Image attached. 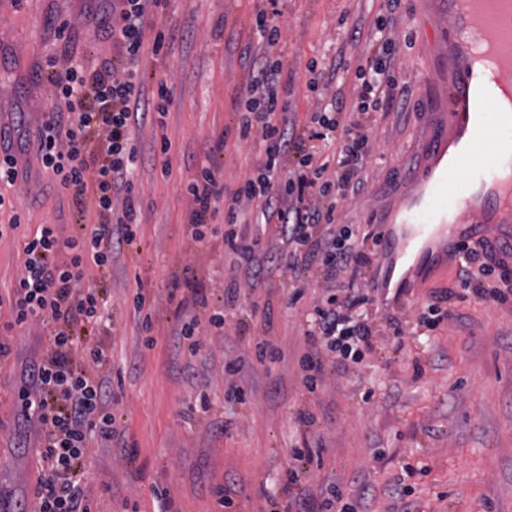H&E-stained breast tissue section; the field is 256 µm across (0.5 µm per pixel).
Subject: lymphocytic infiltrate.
<instances>
[{"label": "lymphocytic infiltrate", "instance_id": "obj_1", "mask_svg": "<svg viewBox=\"0 0 512 512\" xmlns=\"http://www.w3.org/2000/svg\"><path fill=\"white\" fill-rule=\"evenodd\" d=\"M277 4L269 0L253 20L264 50L238 104L235 135L240 141L258 140L261 160L232 193L223 212L222 241L230 269L243 273L246 282L276 270L292 272L295 281L285 297L291 308L305 298L302 272L317 268L328 293L307 312L310 350L300 360L303 384L312 392L325 363L348 369L362 351L373 349L379 334L371 316L373 300L356 286L377 263L378 253L337 223L336 209L366 190L370 130L377 113L394 103L405 106L406 97L395 76L392 23L383 18L375 25L370 58L356 70L340 57L330 65L319 57L308 61V88L318 106L306 122L289 121L284 61L277 51ZM164 7V0H110L104 29L112 39L111 57L78 59L64 49L39 67L50 104L28 130V145L78 208L94 205L97 221L71 238L44 224L27 239L24 268L9 298L12 319L0 328L2 366L12 353L13 330L33 322L48 327L42 338L45 353L30 366L21 388L38 407L30 418L40 441L34 512H91L81 484L84 467L94 447H111L117 434L107 403L110 356L80 334L103 324L106 308L97 288L84 286V265L93 263L99 275H109L115 251L138 236L141 200L133 171L140 148L133 129L143 117L140 61L148 22ZM349 73L355 76L351 102L328 96L332 83ZM288 156L293 159L289 168L284 165ZM186 192L192 204L191 237L206 244L208 221L218 212L214 202L224 194L220 169L199 168ZM272 227L279 242L269 246L263 238ZM497 266L487 242L464 244L456 299H511L489 282ZM255 323L260 326L256 333L250 330ZM270 324L269 305L255 301L240 310L237 327L252 338L248 355L225 356L227 376L239 374L250 357L260 363L279 359L267 335Z\"/></svg>", "mask_w": 512, "mask_h": 512}]
</instances>
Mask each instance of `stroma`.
Returning a JSON list of instances; mask_svg holds the SVG:
<instances>
[{"instance_id":"1","label":"stroma","mask_w":512,"mask_h":512,"mask_svg":"<svg viewBox=\"0 0 512 512\" xmlns=\"http://www.w3.org/2000/svg\"><path fill=\"white\" fill-rule=\"evenodd\" d=\"M262 0H169L157 17L170 37L163 57L144 52V104L158 81L171 102L163 120L147 114L134 129L145 151L137 170L141 223L136 246L112 260V275L98 281L111 326L94 343L111 356L113 376L122 381L111 408L118 436L95 449L85 466L83 487L93 512H283L288 492L282 482L289 451L301 440L320 446L319 463L309 464L298 512L319 504L328 486L359 512H512V302L470 300L453 304L452 319L437 329L416 318L436 293L454 285V271L431 267L420 297L392 308L406 322L402 340L381 336L374 352L342 373L325 368L315 392L302 384L298 360L307 350L303 319L288 309L283 274L241 285L238 304L271 307L270 337L281 356L255 363L237 375L244 400L224 396V354L246 353L244 337L203 332L198 349L178 343L183 317L207 320L225 307L233 279L215 253L189 234L191 203L183 189L197 168L217 166L228 190L216 207L260 160L257 142L228 139L221 155L210 156L208 140L234 128L237 106L247 92L253 56L263 46L253 29ZM279 48L290 79L289 109L295 121L315 108L308 95L312 57L344 54L351 64L367 55L386 0H281ZM106 0H0V121L35 126L50 96L38 66L55 49V31L66 27L77 56L111 54L100 24ZM444 0H404L393 23L399 73L409 87L405 111L383 113L372 130V157L364 195L343 203L338 223L364 236L374 225L398 220L417 189L413 174L427 167L444 110L448 29ZM171 143L170 175L151 142ZM27 182L6 190L10 208L0 225L19 214L20 226L0 238V294L9 293L24 266L23 245L39 225H56L62 237L78 225L94 224L93 211L77 212L27 154ZM143 290L142 314L133 298ZM43 326L14 330L9 362L0 368V424L9 430L0 454V495L17 503L31 498L37 479L34 436L12 407L23 374L41 352ZM156 343L146 347V336ZM421 363L422 375L413 372ZM207 391L208 411L197 410ZM313 413L306 433L295 429L298 411ZM233 485L235 504L222 508L214 489Z\"/></svg>"}]
</instances>
